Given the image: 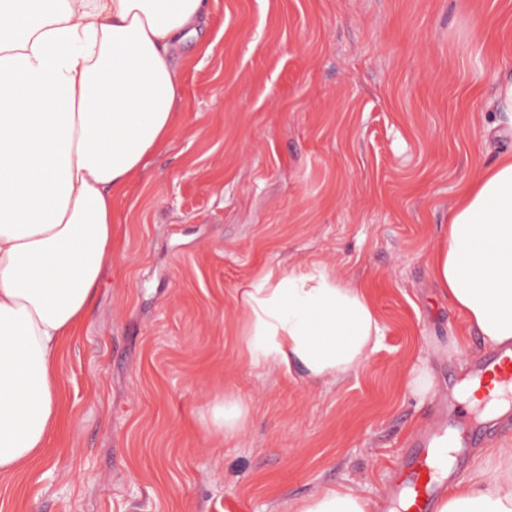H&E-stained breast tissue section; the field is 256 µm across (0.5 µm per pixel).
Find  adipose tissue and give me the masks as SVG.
<instances>
[{
    "label": "adipose tissue",
    "mask_w": 512,
    "mask_h": 512,
    "mask_svg": "<svg viewBox=\"0 0 512 512\" xmlns=\"http://www.w3.org/2000/svg\"><path fill=\"white\" fill-rule=\"evenodd\" d=\"M210 0H0V473L40 458L60 424V343L112 262V198L167 137ZM432 280L489 348L512 345V151L469 181L428 256ZM240 350L256 369L314 384L357 374L383 329L363 286L335 267L266 269L241 293ZM249 402L210 403L231 440ZM335 485L289 512H376ZM437 512H512V445L450 483Z\"/></svg>",
    "instance_id": "obj_1"
}]
</instances>
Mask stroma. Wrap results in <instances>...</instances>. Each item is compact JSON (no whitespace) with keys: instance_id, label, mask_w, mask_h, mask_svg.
Listing matches in <instances>:
<instances>
[{"instance_id":"1","label":"stroma","mask_w":512,"mask_h":512,"mask_svg":"<svg viewBox=\"0 0 512 512\" xmlns=\"http://www.w3.org/2000/svg\"><path fill=\"white\" fill-rule=\"evenodd\" d=\"M178 52L167 141L112 200V264L58 359L46 457L0 474V512H288L343 484L381 499L406 437L487 355L427 256L462 186L512 150V0H213ZM320 261L365 285L383 336L328 385L250 367L242 288ZM234 440L200 413L224 390ZM406 385L421 402L433 399L436 386L424 363L414 365L407 374ZM249 402L234 392L224 391L210 403L202 414V420L208 429L224 436L225 440L234 439L245 428L250 417Z\"/></svg>"}]
</instances>
